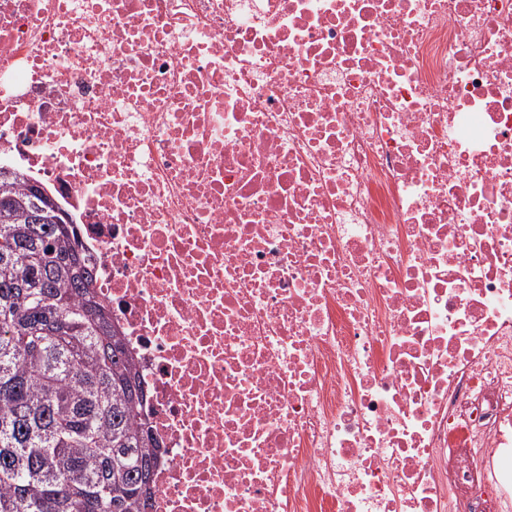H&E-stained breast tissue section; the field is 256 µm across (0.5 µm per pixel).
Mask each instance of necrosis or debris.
I'll list each match as a JSON object with an SVG mask.
<instances>
[{"label": "necrosis or debris", "instance_id": "obj_1", "mask_svg": "<svg viewBox=\"0 0 512 512\" xmlns=\"http://www.w3.org/2000/svg\"><path fill=\"white\" fill-rule=\"evenodd\" d=\"M0 166L135 358L153 512H512V0H0Z\"/></svg>", "mask_w": 512, "mask_h": 512}]
</instances>
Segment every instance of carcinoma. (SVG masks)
<instances>
[{
    "mask_svg": "<svg viewBox=\"0 0 512 512\" xmlns=\"http://www.w3.org/2000/svg\"><path fill=\"white\" fill-rule=\"evenodd\" d=\"M34 187L0 166V512H152L135 359Z\"/></svg>",
    "mask_w": 512,
    "mask_h": 512,
    "instance_id": "carcinoma-1",
    "label": "carcinoma"
}]
</instances>
